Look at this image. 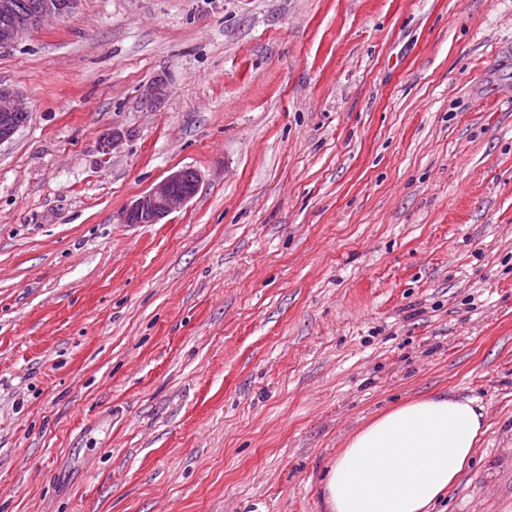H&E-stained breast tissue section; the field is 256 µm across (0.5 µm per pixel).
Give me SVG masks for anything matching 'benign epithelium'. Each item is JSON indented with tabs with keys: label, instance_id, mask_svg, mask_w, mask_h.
<instances>
[{
	"label": "benign epithelium",
	"instance_id": "benign-epithelium-1",
	"mask_svg": "<svg viewBox=\"0 0 512 512\" xmlns=\"http://www.w3.org/2000/svg\"><path fill=\"white\" fill-rule=\"evenodd\" d=\"M75 0H41L34 15L13 12L9 0H0V49L17 43L27 32L51 17H61L71 11ZM166 96V83L159 78L147 87L144 102L153 105ZM28 111L23 96L9 88H0V144L18 131L17 113ZM200 178L197 172L180 169L152 186L134 200L124 216L137 224H157L173 211L185 206L197 193Z\"/></svg>",
	"mask_w": 512,
	"mask_h": 512
}]
</instances>
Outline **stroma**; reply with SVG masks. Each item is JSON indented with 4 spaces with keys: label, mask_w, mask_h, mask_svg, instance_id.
<instances>
[{
    "label": "stroma",
    "mask_w": 512,
    "mask_h": 512,
    "mask_svg": "<svg viewBox=\"0 0 512 512\" xmlns=\"http://www.w3.org/2000/svg\"><path fill=\"white\" fill-rule=\"evenodd\" d=\"M0 85V512H325L447 390L488 430L434 512H512V0H78ZM19 116L17 117V113ZM29 112L23 96L9 88H0V144L8 141L26 123ZM17 118V119H16ZM19 124H18V122ZM190 171L177 170L152 186L127 207L124 218L132 216L135 224H157L176 209L185 206L196 195L200 185L195 170L192 171V182L187 181ZM184 184L190 188L184 189Z\"/></svg>",
    "instance_id": "stroma-1"
}]
</instances>
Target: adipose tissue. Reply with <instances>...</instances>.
Instances as JSON below:
<instances>
[{"label": "adipose tissue", "instance_id": "obj_1", "mask_svg": "<svg viewBox=\"0 0 512 512\" xmlns=\"http://www.w3.org/2000/svg\"><path fill=\"white\" fill-rule=\"evenodd\" d=\"M486 431L477 399L431 394L389 408L325 469L327 512H431L459 482Z\"/></svg>", "mask_w": 512, "mask_h": 512}]
</instances>
